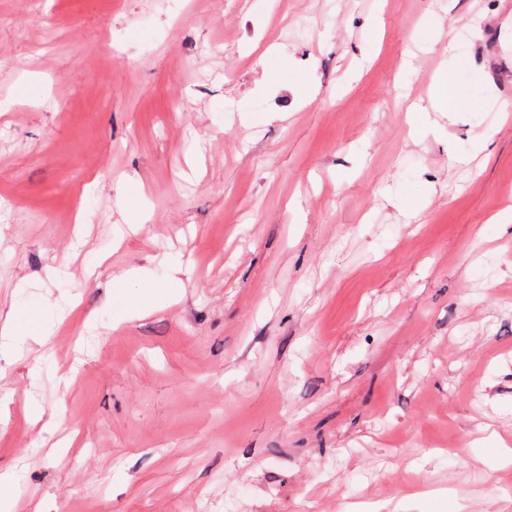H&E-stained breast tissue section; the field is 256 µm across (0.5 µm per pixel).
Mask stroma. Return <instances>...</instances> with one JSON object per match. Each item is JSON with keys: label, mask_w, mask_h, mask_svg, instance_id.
Wrapping results in <instances>:
<instances>
[{"label": "stroma", "mask_w": 512, "mask_h": 512, "mask_svg": "<svg viewBox=\"0 0 512 512\" xmlns=\"http://www.w3.org/2000/svg\"><path fill=\"white\" fill-rule=\"evenodd\" d=\"M5 99L11 512H512V0H0Z\"/></svg>", "instance_id": "1"}]
</instances>
